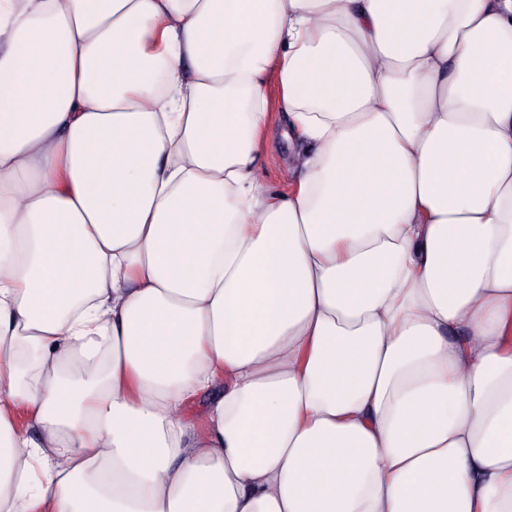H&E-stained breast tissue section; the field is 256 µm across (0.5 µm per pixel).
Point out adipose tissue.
I'll use <instances>...</instances> for the list:
<instances>
[{"mask_svg": "<svg viewBox=\"0 0 512 512\" xmlns=\"http://www.w3.org/2000/svg\"><path fill=\"white\" fill-rule=\"evenodd\" d=\"M0 512H512V0H0ZM266 94L275 117V132L263 156L266 183L270 187L287 191L292 186L294 175L291 172L288 145L277 138V131L284 125V113L279 112L280 87L275 70L268 75Z\"/></svg>", "mask_w": 512, "mask_h": 512, "instance_id": "1", "label": "adipose tissue"}]
</instances>
